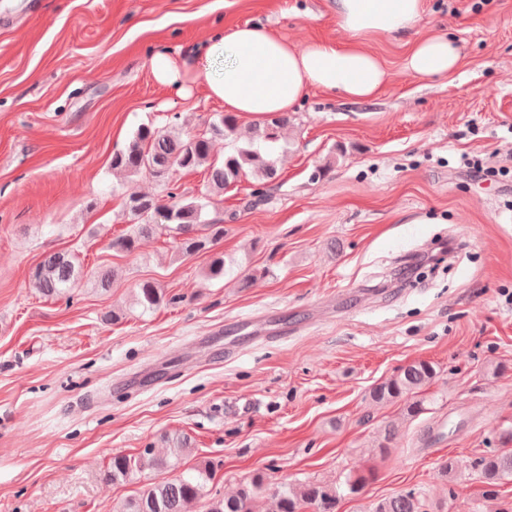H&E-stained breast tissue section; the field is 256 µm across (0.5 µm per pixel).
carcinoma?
Masks as SVG:
<instances>
[{"label":"carcinoma","instance_id":"obj_1","mask_svg":"<svg viewBox=\"0 0 512 512\" xmlns=\"http://www.w3.org/2000/svg\"><path fill=\"white\" fill-rule=\"evenodd\" d=\"M288 124V114L268 116L262 122L241 131L239 117L233 112L218 115L210 125L211 136L182 137L175 127L159 130L148 125L137 129L126 147L112 156V170L127 176L148 173L165 179L174 168L197 170L204 168L209 195L204 200L184 199L170 190L167 200L146 194H130L125 212L132 222V232L112 240V248L132 253L140 239L159 232L168 233L175 241L178 257L185 259L215 245L224 238V225L202 219L209 205L210 195L221 194L241 177L250 174L260 182L275 179L280 131ZM217 138L233 143V151L217 161L212 154ZM80 266L66 252L46 254L31 274V282L38 292L47 297H61L70 293L80 279ZM166 302L164 289L153 282L143 283L136 294V305L142 312L160 307ZM436 376L434 365L414 361L394 377L380 383L371 391L378 404L404 402L406 414L415 418L426 411L425 400L417 397L420 390L430 385ZM502 449L483 455L472 462L483 482L486 495L493 496L496 487L512 479V430L500 433ZM169 453L155 454L147 448L137 457L114 454L108 473L112 480H125L136 472L151 470L156 477L136 497L124 502L116 512H189V506L204 502L203 512H254L253 503L264 487L262 475H255L235 494L226 496L208 489L213 479L212 466L194 469L190 475L171 476L175 463L191 452L185 437L168 439ZM276 512H337L340 499L338 489L322 484L308 483L280 485L275 492ZM370 512H428L420 493L409 490L374 503Z\"/></svg>","mask_w":512,"mask_h":512}]
</instances>
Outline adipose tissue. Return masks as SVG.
<instances>
[{
  "mask_svg": "<svg viewBox=\"0 0 512 512\" xmlns=\"http://www.w3.org/2000/svg\"><path fill=\"white\" fill-rule=\"evenodd\" d=\"M333 12L337 26L348 36L345 42L298 46L247 22L215 32L187 62L158 49L151 60L153 75L180 92L189 68L224 54V74L209 80V97L223 102L225 111L262 117L293 109L310 88L349 99L379 95L389 72L367 47L378 37L404 41L408 50L403 68L413 76L444 77L459 64L454 40L419 34L426 0H334Z\"/></svg>",
  "mask_w": 512,
  "mask_h": 512,
  "instance_id": "ef3b65f1",
  "label": "adipose tissue"
}]
</instances>
